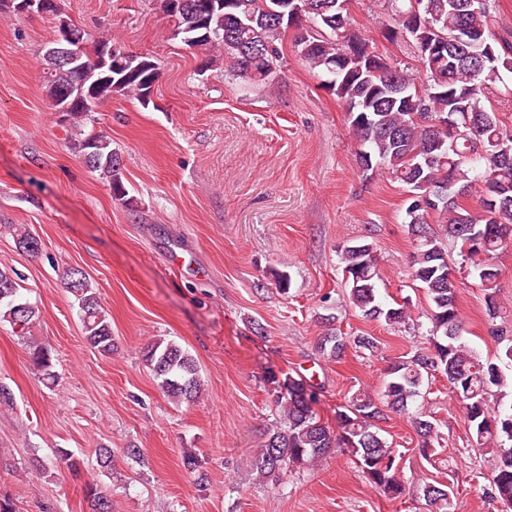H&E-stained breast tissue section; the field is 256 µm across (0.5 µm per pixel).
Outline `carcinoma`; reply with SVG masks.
<instances>
[{"mask_svg": "<svg viewBox=\"0 0 512 512\" xmlns=\"http://www.w3.org/2000/svg\"><path fill=\"white\" fill-rule=\"evenodd\" d=\"M343 0H302L301 13L284 18L288 0H185L175 19V35L190 49H204L210 57L222 56L224 68L254 82L274 73L283 58V37L299 31L295 47L300 59L325 77L323 86L344 105L350 128L358 142L356 164L364 173L384 170L413 194L405 209L404 223L415 252L412 279L421 285L431 309L428 345L412 356L389 362L381 401L364 392L353 394L336 412L333 430L316 412L320 388L290 374L270 375L268 383L281 418L268 428L253 461V470L263 480H276L290 468L312 466L332 448L345 446L366 480L389 499L406 494L404 479L396 465L395 449L381 435L380 423L388 413H410L429 378L441 374L450 391L460 390L470 438L491 455V479L486 495L512 508V329L492 325L489 335L502 349L498 361L482 360L463 339L465 332L456 298V267L448 261L449 239L459 249L483 291L488 315L498 307L501 269L495 255L512 246V205H493L481 198L473 210L460 205L454 192L493 178L512 193V161L505 163L480 153L473 141L508 138L512 129L498 115L491 94L501 73H512V40L493 30L490 7L472 10L466 0H421L420 14L432 27L409 28L399 22V13L410 10L412 0H385L388 20L384 38L407 47L417 67L397 58H385L379 71H362L347 63L350 57L377 51L375 43L347 29L348 10ZM463 39L460 48L431 50L442 35ZM76 40L59 35L48 43L45 87L50 100L65 98L70 127V145L88 171L96 175L112 195L123 200L128 191L122 180L121 156L112 140L101 133L85 131V101L100 103L114 95L132 96L149 103L158 78L155 61L148 55L123 52L110 39H91L82 28ZM496 49L497 62L488 60V45ZM110 47L124 54V65L116 69L93 60L97 48ZM78 56L64 63L61 56ZM439 76L447 83L436 82ZM458 120L456 134L439 129L438 122ZM443 226L437 234L429 218ZM482 233L479 250L466 247V239ZM20 249L31 256L41 254L38 239L26 228L15 229ZM349 299L361 315L389 326L409 319L408 303L389 307L378 296V257L366 241L344 245L340 250ZM21 277L13 269H0V321L27 333L36 316L35 307L23 296ZM77 301L87 342L103 354L112 353V324L85 273L71 267L60 281ZM377 352L375 337L347 336L333 328L319 337L320 354L339 361L348 349ZM34 367L44 379L55 382L47 346L31 345ZM143 360L162 390L176 403L195 401L202 378L195 360L180 345L165 340L153 342L143 351ZM497 394L492 408L488 396ZM424 456L436 455L442 447L439 423L432 415L411 417ZM423 498L437 512H451L448 486L427 483ZM91 512H112V495L96 483L84 486Z\"/></svg>", "mask_w": 512, "mask_h": 512, "instance_id": "carcinoma-1", "label": "carcinoma"}]
</instances>
